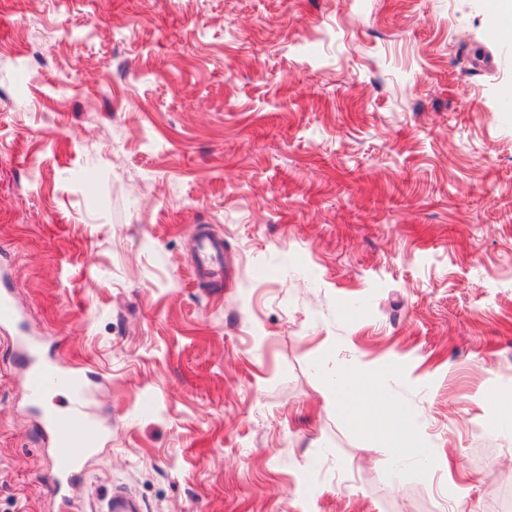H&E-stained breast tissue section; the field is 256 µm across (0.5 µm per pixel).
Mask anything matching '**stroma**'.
<instances>
[{"instance_id": "obj_1", "label": "stroma", "mask_w": 512, "mask_h": 512, "mask_svg": "<svg viewBox=\"0 0 512 512\" xmlns=\"http://www.w3.org/2000/svg\"><path fill=\"white\" fill-rule=\"evenodd\" d=\"M509 93L486 0H0V250L107 430L80 512H495ZM51 467L0 340V512H60ZM222 242L208 236L202 235L196 241L197 263L204 271H213L222 266L223 256ZM331 400L343 417L365 431L377 430L378 423L385 421L390 427L393 458H403L413 442L405 432L397 405L384 393L379 378L358 370L337 372L332 387ZM97 512H140V504L127 490L114 489L98 500Z\"/></svg>"}]
</instances>
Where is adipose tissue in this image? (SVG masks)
Returning <instances> with one entry per match:
<instances>
[{
  "instance_id": "1",
  "label": "adipose tissue",
  "mask_w": 512,
  "mask_h": 512,
  "mask_svg": "<svg viewBox=\"0 0 512 512\" xmlns=\"http://www.w3.org/2000/svg\"><path fill=\"white\" fill-rule=\"evenodd\" d=\"M331 400L343 417L366 431L376 430L379 422L390 427L393 457L401 458L413 442L405 432L396 404L384 393L376 375L357 370L339 371L332 387Z\"/></svg>"
}]
</instances>
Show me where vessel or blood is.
I'll list each match as a JSON object with an SVG mask.
<instances>
[{
  "mask_svg": "<svg viewBox=\"0 0 512 512\" xmlns=\"http://www.w3.org/2000/svg\"><path fill=\"white\" fill-rule=\"evenodd\" d=\"M196 256L205 271L221 268L223 244L200 236ZM0 335L14 347L23 392L38 413L40 437L45 446L58 451L50 478L51 495L66 510L80 498L88 454L103 441L104 434L87 415L85 389L77 373L62 362L43 357V340L27 326L25 310L6 279L0 281ZM62 391L67 398L60 408L55 398ZM97 512H141V506L127 490L114 489L99 499Z\"/></svg>",
  "mask_w": 512,
  "mask_h": 512,
  "instance_id": "vessel-or-blood-1",
  "label": "vessel or blood"
}]
</instances>
